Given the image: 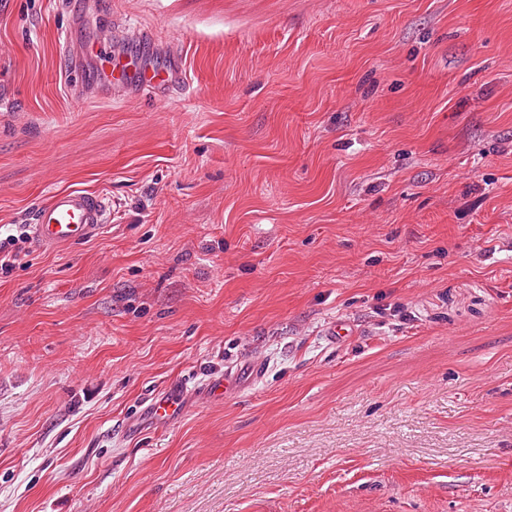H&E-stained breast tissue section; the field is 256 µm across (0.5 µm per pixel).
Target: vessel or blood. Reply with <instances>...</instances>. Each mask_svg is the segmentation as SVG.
Listing matches in <instances>:
<instances>
[{
  "instance_id": "obj_1",
  "label": "vessel or blood",
  "mask_w": 512,
  "mask_h": 512,
  "mask_svg": "<svg viewBox=\"0 0 512 512\" xmlns=\"http://www.w3.org/2000/svg\"><path fill=\"white\" fill-rule=\"evenodd\" d=\"M131 47H121L118 41L101 43L90 39L76 41L72 29H65L60 42L68 66L62 74L65 84H77L86 79L87 64L96 67L103 92L132 93L149 96L157 101L170 99L173 94L189 95L193 84L182 58L174 49H166V63L155 64L137 52L140 44L155 45L153 32L141 30L131 35ZM111 203L103 194L83 190H59L35 210L32 233L42 247L69 246L90 239L107 226ZM181 388L167 387L152 398L148 405L151 418L166 422L178 414Z\"/></svg>"
}]
</instances>
